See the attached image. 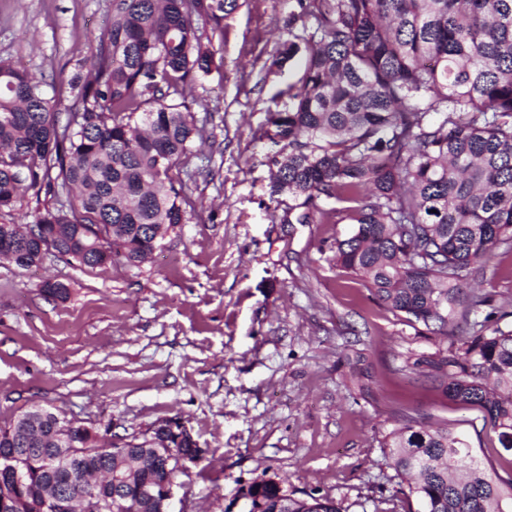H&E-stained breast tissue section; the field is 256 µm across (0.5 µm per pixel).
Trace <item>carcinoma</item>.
Segmentation results:
<instances>
[{"label": "carcinoma", "instance_id": "obj_1", "mask_svg": "<svg viewBox=\"0 0 512 512\" xmlns=\"http://www.w3.org/2000/svg\"><path fill=\"white\" fill-rule=\"evenodd\" d=\"M271 66L296 57L304 71L290 104L273 113L272 193L288 197L285 224H331L349 212L351 232L332 247L336 266L364 280L376 302L419 336L454 337L445 349L409 353L400 366L450 402L489 417L512 448V311L462 299L475 266L512 251V0H299ZM240 0H112L109 22L84 73L68 80L78 106L61 120L44 77L0 59V211L21 191L55 204L36 223L0 224V254L19 269L44 258L95 267L120 256L148 262L183 223L195 141L208 139L187 95L221 67L213 39ZM182 169L183 177L172 171ZM490 308L483 320L470 315ZM469 325L458 334L459 322ZM384 439L391 467L407 480L419 512H512L505 483L450 428L403 414ZM98 447L93 428L33 405L0 426V454L17 448L21 482L0 483L16 512H55L54 488L111 496L92 479L112 455L74 472L53 449ZM122 496L136 512H160L139 486L167 476L163 460L135 437ZM256 512H342L332 499H296L277 482L248 490Z\"/></svg>", "mask_w": 512, "mask_h": 512}]
</instances>
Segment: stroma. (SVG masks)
<instances>
[{"mask_svg":"<svg viewBox=\"0 0 512 512\" xmlns=\"http://www.w3.org/2000/svg\"><path fill=\"white\" fill-rule=\"evenodd\" d=\"M297 0H241L224 21V68L205 76L193 112L210 134L192 166L194 207L150 262L85 267L0 259V425L31 405L90 426L104 443L184 423L204 453L178 474L176 512H232L248 486L343 512H407L384 436L396 413L448 423L476 460L512 479V454L477 407L443 401L404 375L408 353L448 347L419 336L336 267L330 246L351 222L285 224L271 192L270 118L299 64L270 65ZM109 0H0V57L54 83L85 66ZM69 288L47 297L45 281ZM469 289L512 311V254Z\"/></svg>","mask_w":512,"mask_h":512,"instance_id":"stroma-1","label":"stroma"}]
</instances>
